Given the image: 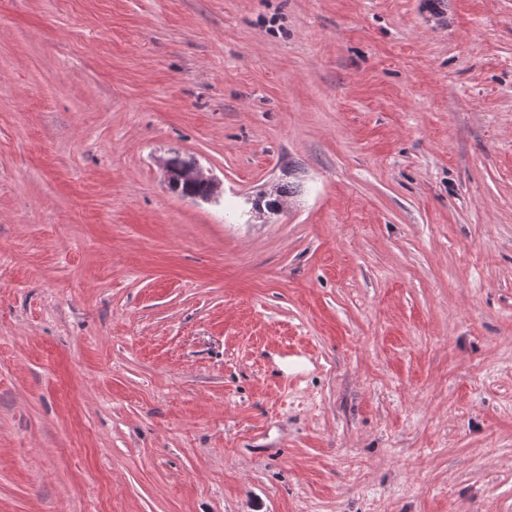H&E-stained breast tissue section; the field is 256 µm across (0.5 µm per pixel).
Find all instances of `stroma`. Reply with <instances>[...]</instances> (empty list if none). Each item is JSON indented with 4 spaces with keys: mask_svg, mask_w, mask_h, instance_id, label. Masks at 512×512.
Masks as SVG:
<instances>
[{
    "mask_svg": "<svg viewBox=\"0 0 512 512\" xmlns=\"http://www.w3.org/2000/svg\"><path fill=\"white\" fill-rule=\"evenodd\" d=\"M443 10L0 0V512H512V0Z\"/></svg>",
    "mask_w": 512,
    "mask_h": 512,
    "instance_id": "obj_1",
    "label": "stroma"
}]
</instances>
